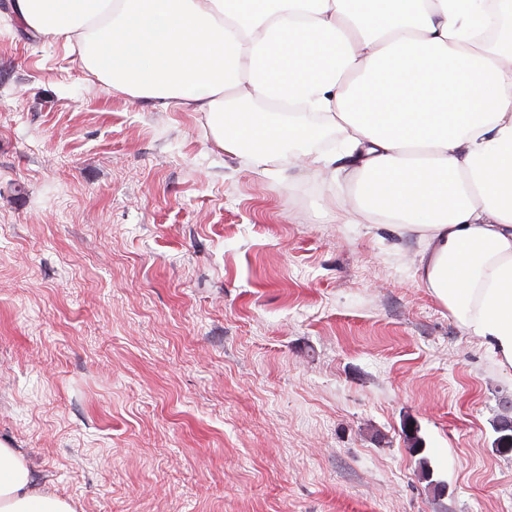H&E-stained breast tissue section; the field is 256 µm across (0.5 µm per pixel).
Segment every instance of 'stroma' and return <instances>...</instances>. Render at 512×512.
Listing matches in <instances>:
<instances>
[{
    "label": "stroma",
    "mask_w": 512,
    "mask_h": 512,
    "mask_svg": "<svg viewBox=\"0 0 512 512\" xmlns=\"http://www.w3.org/2000/svg\"><path fill=\"white\" fill-rule=\"evenodd\" d=\"M350 192L225 154L0 0V442L76 512H512V370L416 239L336 221Z\"/></svg>",
    "instance_id": "1"
}]
</instances>
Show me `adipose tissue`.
I'll use <instances>...</instances> for the list:
<instances>
[{
  "label": "adipose tissue",
  "instance_id": "ef3b65f1",
  "mask_svg": "<svg viewBox=\"0 0 512 512\" xmlns=\"http://www.w3.org/2000/svg\"><path fill=\"white\" fill-rule=\"evenodd\" d=\"M16 17L112 88L202 113L257 168L350 159L338 219L417 235L416 280L512 369V0H16ZM331 129L341 153L314 149ZM0 512L75 509L0 442Z\"/></svg>",
  "mask_w": 512,
  "mask_h": 512
}]
</instances>
